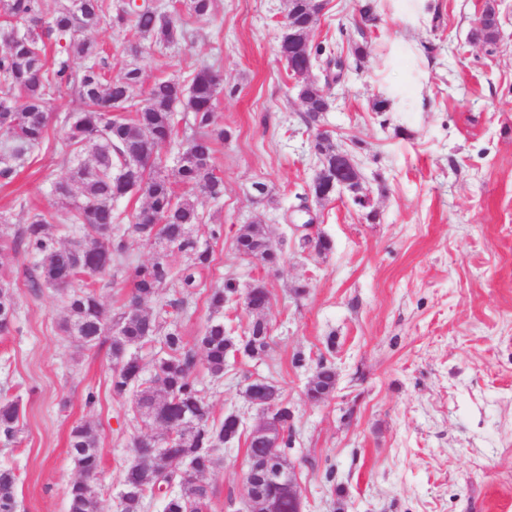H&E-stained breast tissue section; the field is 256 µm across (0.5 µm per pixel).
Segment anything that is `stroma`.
Masks as SVG:
<instances>
[{
  "mask_svg": "<svg viewBox=\"0 0 512 512\" xmlns=\"http://www.w3.org/2000/svg\"><path fill=\"white\" fill-rule=\"evenodd\" d=\"M364 2L328 0L309 37L326 56L371 46L331 82L330 109L313 128L277 52L286 0H215L210 18L190 19L192 37L167 49L132 29L92 31L111 77L122 75L134 46L148 85L170 64L186 79L203 65L224 75L214 112L225 132L214 145L224 196L203 202L194 227L213 262L192 296L171 285L145 308L183 299L179 325L191 344L212 314L213 288L228 278L242 291L267 287L269 352L229 360L218 381L201 362L194 375L212 420L235 413L249 429L261 416L244 396L248 379L279 388L293 412L288 460L305 512H512V0H495L493 45L470 38L485 0H424L419 19L413 0H379L371 22L361 18ZM377 99L385 111H373ZM319 129L357 160L375 219L346 198L300 203ZM49 137L32 162L0 180L1 240L11 241L33 211L53 215L57 243L78 235L51 192L73 168L58 123ZM258 181L268 186L262 199ZM142 204L135 196L115 204L127 263L163 252L183 265L178 251L128 233ZM252 222L281 247L277 266L235 250ZM308 236L328 237L331 250L302 246ZM37 262L23 250L0 259V280L16 301L14 329L0 335V395L23 406L15 438L0 434V467L18 476L17 512H68L78 477L69 433L91 423L101 510L118 512L133 443L150 430L129 399L112 393L109 339L78 348L60 329L62 297L29 288ZM95 289L105 321L129 303L124 272L96 278ZM298 353L306 360L299 368ZM322 357L336 368V391L313 402L305 387ZM215 458L205 512H250L240 496L244 442L225 444Z\"/></svg>",
  "mask_w": 512,
  "mask_h": 512,
  "instance_id": "obj_1",
  "label": "stroma"
}]
</instances>
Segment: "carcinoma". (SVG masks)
<instances>
[{
	"instance_id": "carcinoma-1",
	"label": "carcinoma",
	"mask_w": 512,
	"mask_h": 512,
	"mask_svg": "<svg viewBox=\"0 0 512 512\" xmlns=\"http://www.w3.org/2000/svg\"><path fill=\"white\" fill-rule=\"evenodd\" d=\"M43 0H0V177L8 179L28 163L48 140L49 102L63 90L75 91L84 103L65 112L58 122L65 131L69 160L76 162L72 178L58 181L52 193L65 201V220L79 227V237L58 246L46 224L53 216L42 211L31 214L28 224L13 237L11 247L23 248L39 257L37 273L30 287L49 288L64 296L68 315L62 330L77 339L79 347L93 348L110 335L112 393L132 396V409L144 421L160 429L134 443L137 466H127L121 481V512H143L145 502L175 481L180 491L163 497V512H203L210 489L203 475L214 466L212 451L240 434L237 419L229 414L216 424L210 421V406L201 395L193 376L196 351H201L211 376H224L227 358L239 353L259 358L269 348L267 321L262 317L269 303L267 288L251 287L246 308L256 314L244 334L232 336L224 326L221 310L237 287L233 279L212 290L213 312L196 339L195 347L184 341L179 325L161 314L143 309L146 300L159 295L175 281L191 294L199 287L200 271L210 266L212 255L199 245L193 226L200 223V201L179 197L181 184L201 196L218 200L224 196V180L214 173L213 142L224 139V130L214 129L218 96L224 91L220 71L202 65L190 81L172 71L154 81L148 95L135 99L143 84L137 64L127 65L117 79L108 78L110 63L88 37V32L107 27L115 34L134 28L142 39L157 47H168L192 37L174 14L160 4L141 6L131 0H55L47 14ZM214 0H187L188 14L197 19L212 14ZM313 0H289L295 37L286 46L287 60L305 68L315 65L318 53L301 48L309 37ZM499 28L486 24L471 31L477 42L492 44ZM82 60L79 68L74 61ZM299 100L309 119L325 111V86L313 78L302 86ZM193 114L194 136L177 152L173 166L167 165L158 147L178 136L175 112ZM318 169L328 171L336 162V147L330 139L313 144ZM138 194L145 199L134 216L132 233L150 240L157 238L183 253L186 263L176 270L160 254L149 263L127 268L132 288L130 304L112 326L103 322L101 303L90 279L112 272L121 264L127 242L113 227L117 216L114 202ZM163 224L155 227L154 221ZM236 250L264 265L280 260L278 250L262 224H246L235 238ZM15 314V295L0 284V335L10 332ZM160 341L163 347L151 360L153 377L143 378L146 366L137 349ZM268 405L281 407L280 441L275 448H247L249 467L242 483L245 498L257 510L272 491V469L288 464L293 435L288 423V405L271 382L257 385ZM308 393L321 401L336 390V371L319 360L309 381ZM20 403L0 398V432L11 438L17 433ZM180 433L176 446H169L172 432ZM71 460L79 473L68 491V512H101L99 492L93 483L101 456L96 429L88 422L71 431ZM17 476L13 469L0 467V512H16Z\"/></svg>"
}]
</instances>
